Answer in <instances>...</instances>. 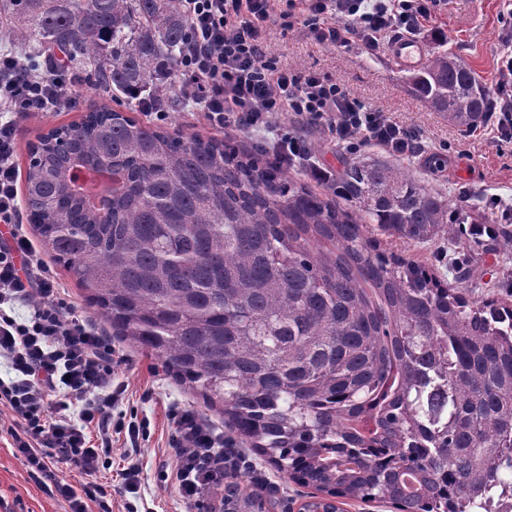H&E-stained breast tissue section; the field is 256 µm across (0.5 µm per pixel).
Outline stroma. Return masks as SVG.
<instances>
[{
	"mask_svg": "<svg viewBox=\"0 0 512 512\" xmlns=\"http://www.w3.org/2000/svg\"><path fill=\"white\" fill-rule=\"evenodd\" d=\"M431 26V32L421 37L429 51H436L443 44L439 34L447 33L449 41L443 45L448 51L469 64L483 83L493 85L500 40L512 28L504 0H448L433 14ZM262 36L282 67L328 75L392 119L420 130L428 146L426 153L406 157L403 163L416 177L443 193L451 207L471 205L476 220L489 225L496 216L488 205L489 197L512 198V141L499 140L488 122L470 132L448 123L410 92L405 72L390 64L386 47L370 50L358 41L340 47L320 40L305 28L283 29L275 14L265 23ZM76 71L81 77L76 107L50 118L37 114L18 118L16 160L20 170H27L30 148L38 135L79 122L86 112L107 104L173 133L205 138L213 135L194 106L179 104L159 120L139 111L134 101L103 94L95 87L88 67L80 65ZM380 241L382 247L439 272L449 281L455 274L444 262L449 253H456L473 270L471 278L459 285L463 296L512 305V252L484 251L470 243L462 227H455L452 237L423 244L387 234L381 235ZM46 269L61 284L64 301L76 314L106 328L103 312L86 304L81 289L62 267L50 260ZM112 345L122 358L116 378L126 391L112 409L114 434L106 454L113 464L133 461L142 469L140 489L135 494L124 492L119 478L104 472L96 475V482L112 496V512H224L222 489L210 488L189 502L166 477L174 467L171 445L177 427L173 413L184 408L196 411L205 423L223 432L225 445L239 450L235 466L224 473L225 483L238 484L243 494L261 498L265 512H299L302 503L310 500L313 488L295 482L250 448L215 409L178 384L159 360L119 336L113 337ZM131 424L140 428L133 439L126 433ZM66 508L65 502L50 498L29 480L11 437L0 433V512H65Z\"/></svg>",
	"mask_w": 512,
	"mask_h": 512,
	"instance_id": "stroma-1",
	"label": "stroma"
}]
</instances>
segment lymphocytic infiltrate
<instances>
[{
    "label": "lymphocytic infiltrate",
    "instance_id": "f902f5d3",
    "mask_svg": "<svg viewBox=\"0 0 512 512\" xmlns=\"http://www.w3.org/2000/svg\"><path fill=\"white\" fill-rule=\"evenodd\" d=\"M189 20L174 68L181 97L197 105L219 132L259 133L267 163L288 167L305 159L298 127L327 129L350 145H372L401 157L422 154L418 131L353 97L314 72L279 67L262 37L272 0H179ZM287 29L301 26L324 41H354L377 48L420 34L431 19L429 0H288ZM493 111L495 131L512 136V36L498 49ZM79 78L62 63L30 68L0 52V359L10 377L0 379V407L11 416L8 433L25 460L28 477L46 495L67 503V512H112L92 477L109 469L101 453L112 440L115 386L112 341L66 308L57 280L45 270L23 229L15 165L14 118L76 106ZM292 113L297 129L279 122ZM30 308L17 319V304ZM173 478L180 495L198 497L223 484L224 442L190 410L177 414ZM70 464L89 475L81 488L58 478L54 467Z\"/></svg>",
    "mask_w": 512,
    "mask_h": 512
}]
</instances>
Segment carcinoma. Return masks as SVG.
Listing matches in <instances>:
<instances>
[{"mask_svg":"<svg viewBox=\"0 0 512 512\" xmlns=\"http://www.w3.org/2000/svg\"><path fill=\"white\" fill-rule=\"evenodd\" d=\"M177 0H0V37L91 67L102 92L169 89ZM433 54L412 86L470 130L492 99ZM36 145L43 247L116 335L325 496L397 512H512V311L469 302L368 231L416 243L473 223L399 163L336 152L334 198L224 144L108 107ZM112 165L97 208L75 169ZM63 218L54 224L43 209ZM418 490L408 493L404 476Z\"/></svg>","mask_w":512,"mask_h":512,"instance_id":"1","label":"carcinoma"}]
</instances>
